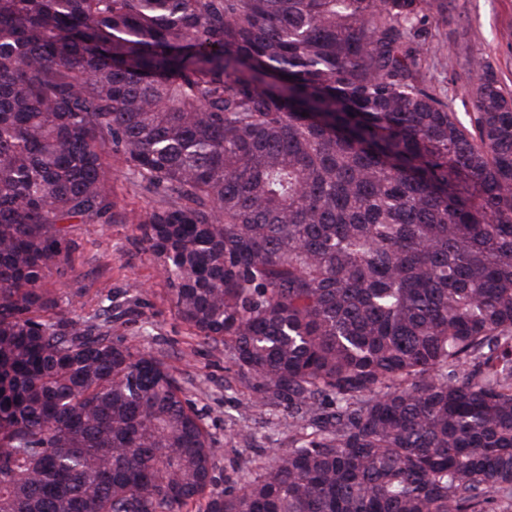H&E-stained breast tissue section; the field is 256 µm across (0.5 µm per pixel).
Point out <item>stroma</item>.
<instances>
[{
  "label": "stroma",
  "mask_w": 512,
  "mask_h": 512,
  "mask_svg": "<svg viewBox=\"0 0 512 512\" xmlns=\"http://www.w3.org/2000/svg\"><path fill=\"white\" fill-rule=\"evenodd\" d=\"M425 37L435 55L428 87L449 93L454 112L471 111L461 78L469 58H483L512 90V0H448L446 16L429 14ZM70 258L52 272L61 306L81 314L112 307V335L147 349L180 374L188 402L202 416L216 448L217 483L255 471L292 440L283 403L250 404L251 379L241 377L223 348L200 343L175 314L168 285L133 224H70Z\"/></svg>",
  "instance_id": "stroma-1"
}]
</instances>
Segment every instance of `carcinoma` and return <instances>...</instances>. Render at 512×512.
Listing matches in <instances>:
<instances>
[{"label": "carcinoma", "mask_w": 512, "mask_h": 512, "mask_svg": "<svg viewBox=\"0 0 512 512\" xmlns=\"http://www.w3.org/2000/svg\"><path fill=\"white\" fill-rule=\"evenodd\" d=\"M446 0H0V512H512V91L419 79ZM135 224L286 402L212 489L179 373L58 311L63 224ZM112 163V188L118 199L119 206L127 213H140L152 205L153 197L145 190L136 186L121 169L119 163Z\"/></svg>", "instance_id": "cac0c4a2"}]
</instances>
